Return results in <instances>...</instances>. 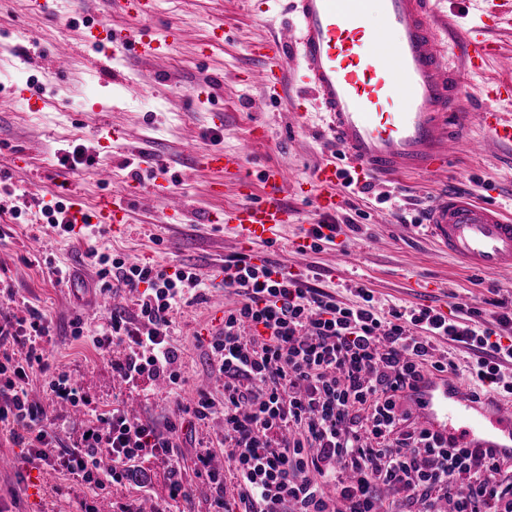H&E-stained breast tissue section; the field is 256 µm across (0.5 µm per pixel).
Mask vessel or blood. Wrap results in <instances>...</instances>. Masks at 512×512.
Returning <instances> with one entry per match:
<instances>
[{
	"label": "vessel or blood",
	"mask_w": 512,
	"mask_h": 512,
	"mask_svg": "<svg viewBox=\"0 0 512 512\" xmlns=\"http://www.w3.org/2000/svg\"><path fill=\"white\" fill-rule=\"evenodd\" d=\"M289 2L295 27L257 43L253 52L264 63L261 78L268 91L287 86L297 98L314 97L345 162L341 168L332 161L316 168L313 183L320 209L335 211L338 188L350 176L374 184L442 171L469 115L449 108L461 85L435 26L432 0ZM372 2L382 20L378 27L368 19ZM110 7L136 22L135 28L113 30L110 44L142 58L156 57L158 46L149 27L154 0H112ZM491 52L480 34L466 37L463 56L471 67H480ZM479 120L497 142L512 144L511 118L488 110ZM198 164L239 178L246 201L224 212L225 228L238 245L278 241L293 216L286 201L291 184L283 168L269 166L258 178L245 177L240 155L220 148L203 154ZM256 181L264 195L253 203L249 196ZM127 212L123 198L103 196L88 209L76 192L67 195L65 217L76 224H121ZM420 225L442 252L468 269L512 270V219L498 207L468 196H443L425 209ZM414 398L424 428L457 447L512 458L511 402L483 411L445 377L420 382Z\"/></svg>",
	"instance_id": "1"
}]
</instances>
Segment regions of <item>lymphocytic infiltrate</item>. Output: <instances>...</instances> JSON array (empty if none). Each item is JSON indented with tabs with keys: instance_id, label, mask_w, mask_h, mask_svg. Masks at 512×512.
<instances>
[{
	"instance_id": "f902f5d3",
	"label": "lymphocytic infiltrate",
	"mask_w": 512,
	"mask_h": 512,
	"mask_svg": "<svg viewBox=\"0 0 512 512\" xmlns=\"http://www.w3.org/2000/svg\"><path fill=\"white\" fill-rule=\"evenodd\" d=\"M105 287L139 295L129 317L112 313L90 334L100 355L125 348L113 370L131 387L166 383L173 409L165 429L129 420L120 407L97 413L82 442L61 446L56 417L31 400L41 375L50 393L73 406L88 400L66 373L53 372L47 314L31 307L0 319V432L29 463L61 468L92 491L123 484L131 464L161 463L169 497L186 502L175 437L193 421L224 416L229 476L197 457L214 492L213 512H385L383 491L401 495L405 512H512V466L480 448H454L419 427L406 401L418 383L456 373L436 339L475 352L468 366L478 387L512 393V306L496 300L495 327L471 326L432 307L378 313L358 285L349 306L269 263L239 254L224 261V285L239 296L208 348L224 377V396L188 383L170 336L173 315L204 284L195 267L129 264L118 252L91 250ZM25 347L16 356L15 347ZM112 468L100 471V454ZM234 486L235 500L226 488Z\"/></svg>"
}]
</instances>
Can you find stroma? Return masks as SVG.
<instances>
[{"mask_svg": "<svg viewBox=\"0 0 512 512\" xmlns=\"http://www.w3.org/2000/svg\"><path fill=\"white\" fill-rule=\"evenodd\" d=\"M485 7L484 0H438L435 22L459 42L479 25ZM92 22L115 28L126 20L111 12L109 0H55L48 14L31 12L28 0H0V201L18 193L26 204L17 219L0 209V316L21 314L28 306L44 311L52 321L48 346L57 370L80 386L93 408H110L119 399L129 414L161 429L171 416L164 390L129 388L113 373L111 358L99 356L89 338L72 334L74 321L94 328L112 312L138 310L136 293L104 291L87 255L91 246L118 251L131 263L195 267L206 288L179 309L171 341L183 353L187 397L200 391L222 396L224 377L205 340L216 330L214 310L234 308L239 297L213 269L240 248L210 217L241 198L234 177H224L223 192L216 195L210 190L215 174L195 168L196 157L211 148L241 152L248 175L275 165L303 187L289 193L296 220L284 238L264 246L266 260L347 304L356 300L351 285L363 284L381 314L394 306L445 312L477 307L481 324L494 327L498 309L488 287L496 285L501 297L512 296V272L462 267L437 252L418 223L430 201L447 191L471 192L512 214L511 145L492 142L488 130L475 125L473 135L486 141L484 150L463 144L437 175L342 191L340 206L326 216L310 186L314 168L334 152L312 101L270 97L248 80L262 68L251 44L273 38L288 22L280 0H158L152 32L166 49L152 59L90 46L86 33ZM173 27L179 40L168 35ZM490 37L497 52L479 73L467 69L456 48L449 50L448 64L458 72L465 111L492 108L512 117V103H495L479 93L481 84L512 82V12L502 14ZM62 44L70 49L71 65L58 75L51 70V55ZM204 85L212 93L208 104L196 98ZM76 146L94 157L92 168L60 164V156ZM144 156L161 165L166 192H157L150 170L140 166ZM64 181L74 184L87 207L110 192L128 196L126 224L105 225L89 240L54 233L42 209ZM325 217L342 226L334 243L296 253L293 240ZM54 265L72 268V282L56 283ZM429 282L444 284L445 293H426ZM29 385L41 405L66 418L62 445L75 443L88 411L54 401L41 376H31ZM223 437L219 414L196 423L193 434L178 435L182 480L191 490L194 512H211L209 482L197 474L194 462L207 452L212 467L224 470ZM168 485L165 467L144 463L125 486L101 491L98 498L108 512L144 498L160 512H172ZM61 487L68 496L58 495ZM14 490L20 496L16 506L10 497ZM86 499L79 478L29 464L22 449L0 437V503L11 505L12 512H83Z\"/></svg>", "mask_w": 512, "mask_h": 512, "instance_id": "1", "label": "stroma"}]
</instances>
